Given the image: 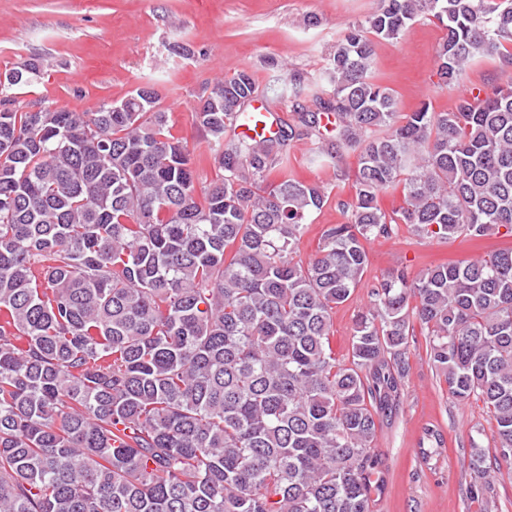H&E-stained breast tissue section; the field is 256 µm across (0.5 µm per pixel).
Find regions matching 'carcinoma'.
<instances>
[{
  "label": "carcinoma",
  "mask_w": 512,
  "mask_h": 512,
  "mask_svg": "<svg viewBox=\"0 0 512 512\" xmlns=\"http://www.w3.org/2000/svg\"><path fill=\"white\" fill-rule=\"evenodd\" d=\"M422 17L446 31L442 85L500 53L505 81L448 112H399L371 75L375 45ZM509 43L512 0H378L319 75L267 62L274 138L236 132L258 97L252 71L202 90L204 187L153 80L93 112H19L14 91L39 64L0 73V512H374L371 445L417 326L448 394L496 422L494 464L470 440L467 486L492 512L495 474L512 468V248L368 283L366 244L401 224L512 234ZM299 141L320 166L357 153L352 199L288 176ZM399 187L403 204L383 209ZM333 197L347 222L298 259ZM358 288L370 306L346 366L331 314ZM426 436L429 464L443 437Z\"/></svg>",
  "instance_id": "1"
}]
</instances>
